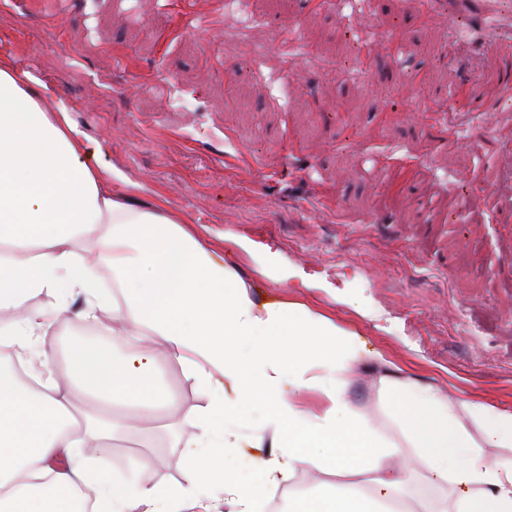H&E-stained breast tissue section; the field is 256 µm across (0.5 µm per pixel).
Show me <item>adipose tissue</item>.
Returning <instances> with one entry per match:
<instances>
[{
  "mask_svg": "<svg viewBox=\"0 0 512 512\" xmlns=\"http://www.w3.org/2000/svg\"><path fill=\"white\" fill-rule=\"evenodd\" d=\"M48 96L43 81L0 62V346L41 344L78 296L81 322L106 311L112 324L108 341L76 342L64 374L46 372L37 385L0 365V512H79L85 498L95 512H260L261 494L304 464L344 483L298 495L288 512H393L405 497L406 512H512V461L486 455L512 447V410L380 376L427 483L451 489L428 497L348 399L351 372L369 356L356 335L305 304L257 299L164 199L140 206L115 185L101 145ZM101 266L119 296L100 291ZM43 294L46 311L34 303ZM128 336L160 337L209 397L184 419L196 431L184 451L188 485L118 479L88 454L169 404L153 348L128 346ZM81 396L100 412L76 417ZM116 404L132 409L124 423L112 417Z\"/></svg>",
  "mask_w": 512,
  "mask_h": 512,
  "instance_id": "obj_1",
  "label": "adipose tissue"
}]
</instances>
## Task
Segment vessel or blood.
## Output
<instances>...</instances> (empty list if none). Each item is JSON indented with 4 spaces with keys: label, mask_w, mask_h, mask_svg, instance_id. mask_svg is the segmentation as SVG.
I'll return each instance as SVG.
<instances>
[{
    "label": "vessel or blood",
    "mask_w": 512,
    "mask_h": 512,
    "mask_svg": "<svg viewBox=\"0 0 512 512\" xmlns=\"http://www.w3.org/2000/svg\"><path fill=\"white\" fill-rule=\"evenodd\" d=\"M429 5L454 20L449 33L457 52L477 41L512 48V0H429Z\"/></svg>",
    "instance_id": "obj_1"
}]
</instances>
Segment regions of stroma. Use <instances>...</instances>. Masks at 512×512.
I'll return each instance as SVG.
<instances>
[{"label": "stroma", "instance_id": "35a3bbf8", "mask_svg": "<svg viewBox=\"0 0 512 512\" xmlns=\"http://www.w3.org/2000/svg\"><path fill=\"white\" fill-rule=\"evenodd\" d=\"M446 19L402 0H0V56L47 83L71 121L142 204L162 196L225 258L247 238L279 269L316 282L289 292L355 332L397 366V379L512 409V223L481 208L512 156V55L465 58ZM491 113L467 115L464 97ZM454 108L446 128L440 108ZM61 316L50 356L29 372L63 373L80 337ZM157 373L181 413L206 396L159 352ZM364 361L349 399L416 471L425 466ZM166 414L122 433L101 465L146 486L187 485L191 427Z\"/></svg>", "mask_w": 512, "mask_h": 512}]
</instances>
